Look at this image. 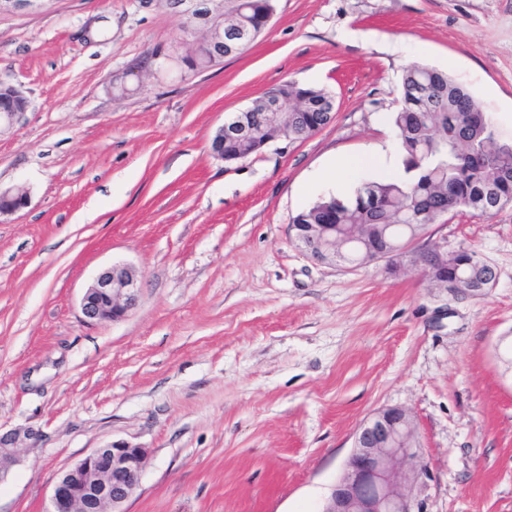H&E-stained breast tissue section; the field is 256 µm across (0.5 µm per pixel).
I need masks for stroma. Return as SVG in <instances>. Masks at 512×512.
I'll use <instances>...</instances> for the list:
<instances>
[{
	"label": "stroma",
	"mask_w": 512,
	"mask_h": 512,
	"mask_svg": "<svg viewBox=\"0 0 512 512\" xmlns=\"http://www.w3.org/2000/svg\"><path fill=\"white\" fill-rule=\"evenodd\" d=\"M184 21L167 0L0 9V80L29 100L0 130V186L29 195L0 217V432L18 436L0 512H48L59 473L117 440L148 451L127 512H321L357 427L395 406L422 512H512V205L431 228L494 267L475 297L315 262L290 229L336 195V160L395 140L410 65L480 86L512 142V0H276L251 45L195 71ZM288 81L330 91L335 120L210 154ZM119 262L137 308L85 325L84 290Z\"/></svg>",
	"instance_id": "1"
}]
</instances>
